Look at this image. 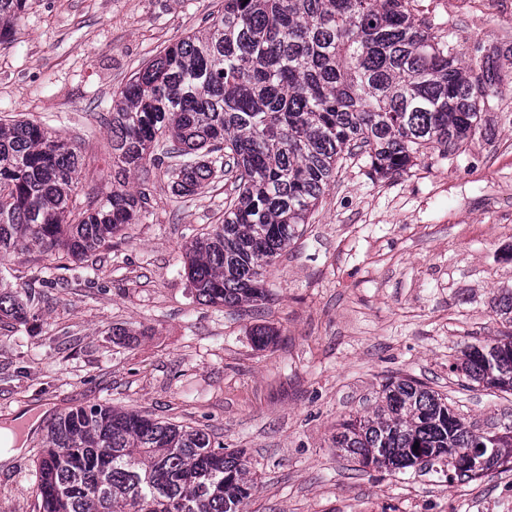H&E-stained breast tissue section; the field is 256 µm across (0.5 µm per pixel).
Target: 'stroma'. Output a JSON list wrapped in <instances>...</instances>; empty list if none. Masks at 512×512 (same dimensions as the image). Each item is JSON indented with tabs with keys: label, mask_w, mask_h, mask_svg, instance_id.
I'll return each instance as SVG.
<instances>
[{
	"label": "stroma",
	"mask_w": 512,
	"mask_h": 512,
	"mask_svg": "<svg viewBox=\"0 0 512 512\" xmlns=\"http://www.w3.org/2000/svg\"><path fill=\"white\" fill-rule=\"evenodd\" d=\"M223 4L28 0L0 46V121L54 129L83 158L79 190L106 184L113 93ZM410 9L466 64L512 47V0ZM500 76L457 152H428L389 180L371 178L366 159L342 162L267 273L264 301L208 304L187 278L186 242L224 218L221 177L179 197L164 172L137 173L129 187L146 192L147 211L110 249L77 263L12 256L14 289L46 291L35 321L0 322V428L25 444L0 461V512H35L48 427L94 403L243 451L258 480L246 512H512V468L450 484L362 466L332 442L339 423L373 413L391 377L423 383L481 431H512V393L450 369L467 345L512 328L494 309L512 290V65ZM259 327L277 332L263 349Z\"/></svg>",
	"instance_id": "35a3bbf8"
}]
</instances>
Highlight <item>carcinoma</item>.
Masks as SVG:
<instances>
[{
    "label": "carcinoma",
    "mask_w": 512,
    "mask_h": 512,
    "mask_svg": "<svg viewBox=\"0 0 512 512\" xmlns=\"http://www.w3.org/2000/svg\"><path fill=\"white\" fill-rule=\"evenodd\" d=\"M27 0H0V43ZM478 74L414 19L409 0H224L209 25L159 51L104 117L112 186L76 193L82 158L39 123L0 124V266L19 251L83 260L136 224L147 196L128 188L146 164L187 196L217 174L232 180L224 223L185 244L198 298L226 307L266 297L265 273L295 238L344 156L366 153L371 175L406 173L429 149H459L499 83V58ZM44 294L0 278V321L26 324ZM496 312L512 324V291ZM452 369L512 391V333L472 344ZM383 406L340 424L333 444L388 472L437 469L473 481L512 463V435L478 469L465 465L479 431L413 379L390 378ZM419 448H414V444ZM257 487L243 452L207 433L102 404L48 428L38 512H244Z\"/></svg>",
    "instance_id": "obj_1"
}]
</instances>
